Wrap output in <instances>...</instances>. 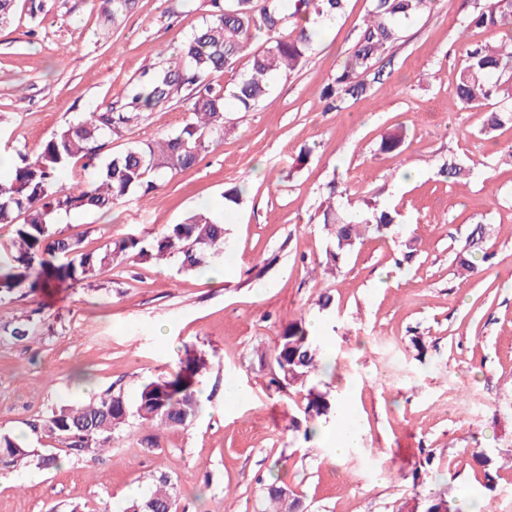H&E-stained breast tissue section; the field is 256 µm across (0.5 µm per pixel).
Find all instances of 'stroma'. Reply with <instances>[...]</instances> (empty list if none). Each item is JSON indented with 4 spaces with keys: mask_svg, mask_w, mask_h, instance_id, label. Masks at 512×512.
<instances>
[{
    "mask_svg": "<svg viewBox=\"0 0 512 512\" xmlns=\"http://www.w3.org/2000/svg\"><path fill=\"white\" fill-rule=\"evenodd\" d=\"M476 3L441 0L404 23L376 63L381 78L336 112L320 92L370 8L349 0L307 62L273 78L266 100L248 112L228 107L223 140L196 166L112 211L57 217L59 231L95 250L128 233L153 237L207 206L228 229L224 265L186 273L174 261L128 259L69 288L0 296V434L58 459L0 468V512H125L162 476L178 512H256L276 479L307 512H402L440 493L512 512V124L482 128L512 97V78L476 107L451 92L467 46L512 33L464 29ZM209 14V0H135L115 25L102 0H43L34 16L17 0L0 28V151L35 154L68 123L123 100L143 67ZM193 102L192 88L181 89L109 139L102 157L182 128ZM399 128L403 152H382V136ZM445 162L467 169V181L440 177ZM333 180L347 188L337 207H393L401 226L391 238L367 235L332 273L318 263L329 237L313 215ZM235 186L242 200L225 208ZM478 224L491 229L484 247L494 258L462 277L455 257ZM325 293L333 302L322 312ZM301 318L330 361L312 380L336 401L330 421L347 414L362 431L360 446L338 457L300 429L305 389L269 384L266 361ZM26 322L35 335L15 340L12 327ZM188 349L209 360L192 425L155 432L132 419L111 448L78 455L42 429L65 400L111 392L135 402ZM232 384L246 400L227 402Z\"/></svg>",
    "mask_w": 512,
    "mask_h": 512,
    "instance_id": "obj_1",
    "label": "stroma"
}]
</instances>
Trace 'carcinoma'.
<instances>
[{
	"mask_svg": "<svg viewBox=\"0 0 512 512\" xmlns=\"http://www.w3.org/2000/svg\"><path fill=\"white\" fill-rule=\"evenodd\" d=\"M108 21L117 23L134 0H105ZM348 0H211L212 14L198 31L185 40L174 55H162L149 65L142 78L126 92L124 107L91 112L54 133L34 157L18 155L10 177L0 178V224L14 227L13 250L0 255V293H10L27 284L51 288L79 284L96 271L125 258L157 262L174 259L184 271H193L224 260L225 225L208 209L188 214L181 222L166 225L152 240L135 234L111 240L94 251H85L77 236L52 231V217L73 210L109 212L133 195L146 196L169 177L196 165L210 143L224 136L226 103L248 109L269 95L270 77L293 72L309 57L321 18H336L347 9ZM438 0H370V9L356 30L355 43L334 81L321 91V98L334 111L346 108L349 99L367 93L365 77L372 73L381 55L400 38L398 20H413L435 9ZM306 14L313 24L290 28V19ZM466 28L512 29V0H488L465 19ZM265 37V47L250 50L255 34ZM247 68L227 85L208 81L211 73L233 70L242 57ZM512 72V37L495 47L476 44L466 50V63L459 72L454 94L474 107L491 97L498 85L495 73ZM196 89L192 117L176 134L161 140L131 143L124 151L101 160L106 139L121 135L141 120L143 111L167 103L184 87ZM405 135L393 131L384 136V152H401ZM81 164L87 177L73 186H62L58 174ZM319 222L330 235L321 264L335 270L364 233L379 236L395 231L398 212L370 203L366 209L345 212L333 204L318 207ZM487 228L478 225L456 256L457 273L464 276L476 268L474 251L481 248ZM272 382L283 387L305 386L308 379L326 367L317 335L302 320L288 325L274 351ZM208 367L201 352L185 351L174 370L142 385L134 404L122 396L106 393L87 404H65L53 411L42 428L58 438L72 453L87 448H109L112 434L130 417L163 429L189 425L200 412L198 377ZM305 419L314 420L336 410L329 393L308 389ZM55 458L8 435H0V467ZM149 496L132 503L128 512H167L176 501L166 490L168 479ZM267 506L263 512H304L302 500L284 484L273 481L263 487ZM414 512H463L454 499L427 496Z\"/></svg>",
	"mask_w": 512,
	"mask_h": 512,
	"instance_id": "obj_1",
	"label": "carcinoma"
}]
</instances>
